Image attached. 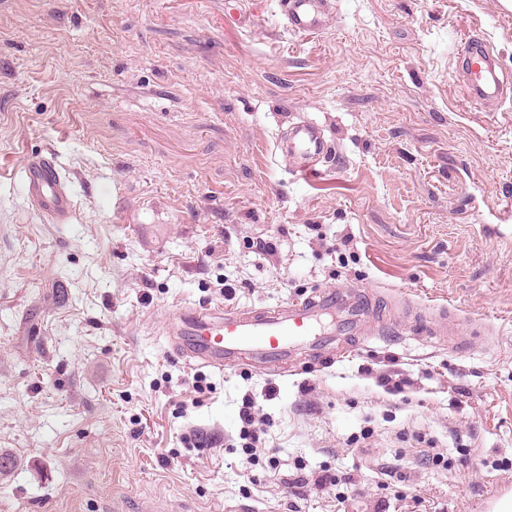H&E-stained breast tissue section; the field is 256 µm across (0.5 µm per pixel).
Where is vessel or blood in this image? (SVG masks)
Returning <instances> with one entry per match:
<instances>
[{
  "label": "vessel or blood",
  "mask_w": 512,
  "mask_h": 512,
  "mask_svg": "<svg viewBox=\"0 0 512 512\" xmlns=\"http://www.w3.org/2000/svg\"><path fill=\"white\" fill-rule=\"evenodd\" d=\"M326 2L287 0L284 16L288 30L321 33L328 22L323 10ZM457 70L467 77L470 94L481 104L501 100L512 86V76L497 71L490 48L476 35L461 45ZM288 143L293 172L302 179L312 176L317 161L326 160L332 152L320 126L308 120L290 124ZM21 180L37 214L53 224L75 221L73 198L53 153L29 158ZM366 316L365 303L350 287L339 286L293 302L283 313L255 307L187 308L178 313L174 333L184 357L221 369L243 357L279 363L303 352L324 353L336 337L362 335Z\"/></svg>",
  "instance_id": "obj_1"
}]
</instances>
